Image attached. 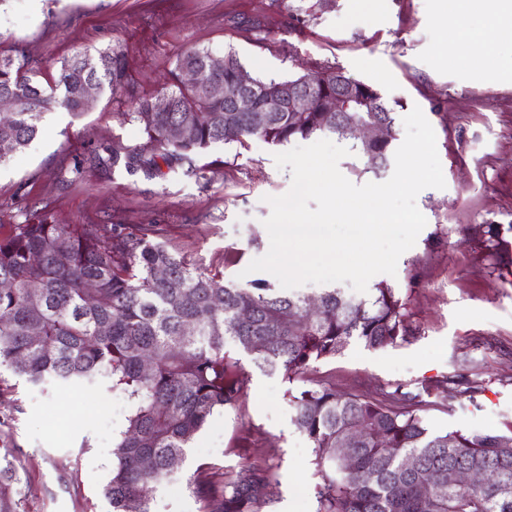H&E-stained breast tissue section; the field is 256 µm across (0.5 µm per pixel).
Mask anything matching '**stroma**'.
<instances>
[{
	"mask_svg": "<svg viewBox=\"0 0 512 512\" xmlns=\"http://www.w3.org/2000/svg\"><path fill=\"white\" fill-rule=\"evenodd\" d=\"M448 0H323L304 34L290 26L301 0H0V46L37 61L44 79L80 50L120 47L138 93L158 94L180 54L235 53L254 77L288 78L335 65L373 85L397 118L420 107L433 127L446 186L422 190L427 223L395 274L374 283L408 303V342L369 349L352 342L297 379L240 357L243 389L196 435L176 477L158 484L150 512H201L187 486L200 474L220 482L249 463L269 470L262 512H316L311 445L292 423L290 393L327 385L374 398L403 387L436 430L512 434V248L496 249V227L512 244V81L452 63L445 41ZM259 20L253 38L233 20ZM125 93L104 96L81 117L48 112L24 153L0 165V238L23 215L60 224H158L168 249L246 285L242 272L269 249L266 196L286 193L290 168L277 146L219 144L210 167L148 178L124 168L87 169L72 186L59 180L76 155L100 146L139 145ZM132 403L106 386L0 389V457L20 462L26 512H112L104 487L112 449Z\"/></svg>",
	"mask_w": 512,
	"mask_h": 512,
	"instance_id": "stroma-1",
	"label": "stroma"
}]
</instances>
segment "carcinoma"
Returning <instances> with one entry per match:
<instances>
[{
    "label": "carcinoma",
    "mask_w": 512,
    "mask_h": 512,
    "mask_svg": "<svg viewBox=\"0 0 512 512\" xmlns=\"http://www.w3.org/2000/svg\"><path fill=\"white\" fill-rule=\"evenodd\" d=\"M209 67L236 88L242 70L233 53L189 49L163 75L162 95H135L129 121L145 142L103 146L75 159L71 184L86 167L121 165L156 175L161 165L199 175L200 157L216 144L247 147L254 138L281 145L333 135L351 143L378 173L390 162L396 133L381 141L356 138V124L383 122L395 129V112L376 87L338 67L325 66L288 79L254 77L255 111L234 112L224 98L182 81L186 69ZM37 63L0 52V98L15 111L0 117V162L23 152L40 132L44 115L61 106L73 116L96 99L128 87L125 55L118 48L82 51L61 62L52 85L38 80ZM303 91L311 103L295 112L288 98ZM346 99L348 111L322 112L326 94ZM168 109L156 111V102ZM278 108L269 111V103ZM177 126L184 135L169 137ZM157 224H55L43 216L13 225L0 239V386L8 376L34 386L108 384L134 408L112 450L104 494L112 512H150V492L176 472L187 448L214 411L232 406L242 390V351L256 366L292 381L311 364L342 353L353 341L378 349L407 341V302L380 284L368 299L339 289L318 295L283 293L256 280L243 288L220 271L197 267L172 253ZM318 303L309 315L311 301ZM250 313L241 319V312ZM193 331H188V328ZM152 360L143 369V358ZM409 391L379 399L339 395L327 386L290 394L293 424L311 444L316 512H512V435L435 431L417 413ZM361 430L338 453L348 434ZM481 471L487 479L462 485L455 474ZM435 476L427 498L420 486ZM17 467L0 461V512H25ZM203 512H261L270 494L268 470L247 465L216 486L190 482Z\"/></svg>",
    "instance_id": "cac0c4a2"
}]
</instances>
